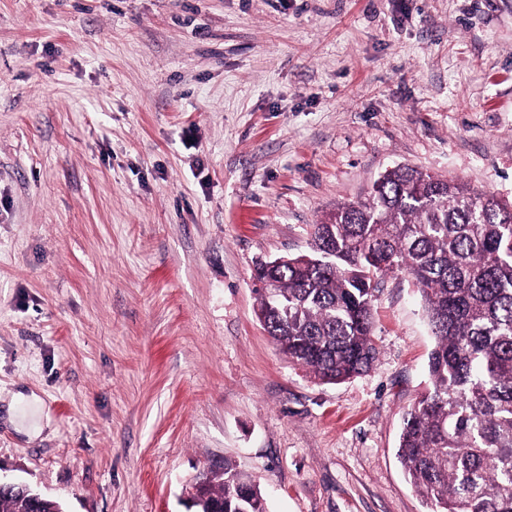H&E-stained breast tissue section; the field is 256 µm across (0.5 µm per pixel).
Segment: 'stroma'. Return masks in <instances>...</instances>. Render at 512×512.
I'll return each instance as SVG.
<instances>
[{
    "label": "stroma",
    "mask_w": 512,
    "mask_h": 512,
    "mask_svg": "<svg viewBox=\"0 0 512 512\" xmlns=\"http://www.w3.org/2000/svg\"><path fill=\"white\" fill-rule=\"evenodd\" d=\"M397 165L512 200V0H0V472L65 512H186L227 460L270 512H429L409 276L344 383L255 315L257 262ZM48 419L41 400L32 394L26 396L19 394L18 407L14 408L10 420L16 425L20 433L30 434L41 429L43 419Z\"/></svg>",
    "instance_id": "1"
}]
</instances>
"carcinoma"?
<instances>
[{
	"instance_id": "obj_1",
	"label": "carcinoma",
	"mask_w": 512,
	"mask_h": 512,
	"mask_svg": "<svg viewBox=\"0 0 512 512\" xmlns=\"http://www.w3.org/2000/svg\"><path fill=\"white\" fill-rule=\"evenodd\" d=\"M403 272L424 302L435 347L430 386L404 417L398 458L431 512H512V203L397 166L369 198L313 225L309 250L255 273L265 331L325 384L370 371L382 276ZM197 512H268L232 463L204 476ZM0 512H58L0 491Z\"/></svg>"
}]
</instances>
